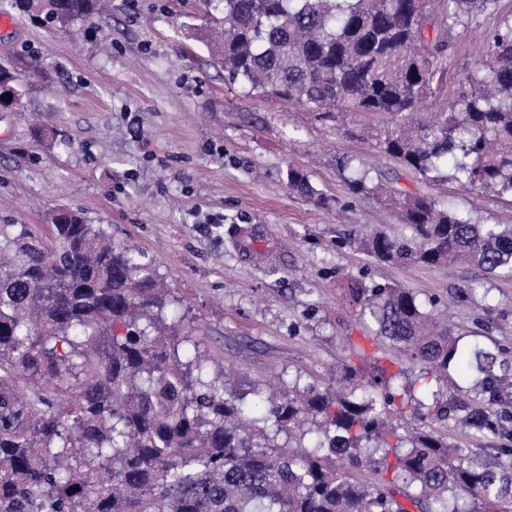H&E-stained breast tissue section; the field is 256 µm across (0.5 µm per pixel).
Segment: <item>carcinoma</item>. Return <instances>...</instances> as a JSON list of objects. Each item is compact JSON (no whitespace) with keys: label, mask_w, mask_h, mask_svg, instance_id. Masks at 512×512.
<instances>
[{"label":"carcinoma","mask_w":512,"mask_h":512,"mask_svg":"<svg viewBox=\"0 0 512 512\" xmlns=\"http://www.w3.org/2000/svg\"><path fill=\"white\" fill-rule=\"evenodd\" d=\"M59 28L98 0H8ZM224 0L204 39L224 81L294 101L321 119L378 112V149L424 183L512 196V21L486 36L468 86L417 124L437 95L459 29L497 0ZM32 60L0 66L24 91ZM345 193L372 195L411 229L366 236L380 262L466 263L512 276V224H475L428 193L383 184L363 160L338 161ZM289 190L327 208L302 170ZM54 235L0 224V512H483L512 498V359L460 345L418 296L348 278L342 299L362 332L334 391L311 384L245 397L210 375L186 314L154 261L112 242L77 211L49 212ZM419 366L409 379L381 344ZM471 382L448 398L450 368ZM500 447L468 448L448 422ZM284 433L288 440L274 442Z\"/></svg>","instance_id":"1"}]
</instances>
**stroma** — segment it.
Masks as SVG:
<instances>
[{"label":"stroma","mask_w":512,"mask_h":512,"mask_svg":"<svg viewBox=\"0 0 512 512\" xmlns=\"http://www.w3.org/2000/svg\"><path fill=\"white\" fill-rule=\"evenodd\" d=\"M222 8V0H112L80 37L8 9L15 25L0 28V63L29 56L54 90L30 80L26 111L0 112V224L43 233L46 210L67 207L109 225L115 243L153 258L184 304L199 353L211 371L232 368L237 391L274 378L335 386L355 322L336 290L347 277L409 288L452 316L464 344L512 356V278L375 260L363 246L371 229L395 239L410 230L377 198L346 195L336 159L356 156L400 175V188L428 190L479 224L511 214L512 198L400 174L396 159L372 146L387 125L382 114L321 121L227 88L194 36ZM506 19L512 0H498L458 35L437 107L456 98L487 33ZM291 166L343 214L289 193L282 174ZM231 224L261 227L262 259L241 256L226 234ZM474 286L488 298L463 300Z\"/></svg>","instance_id":"35a3bbf8"}]
</instances>
